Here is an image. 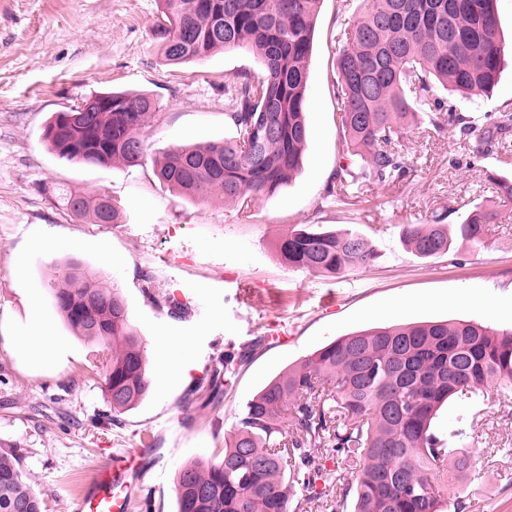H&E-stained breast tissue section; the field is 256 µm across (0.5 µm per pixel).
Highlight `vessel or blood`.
I'll return each instance as SVG.
<instances>
[{
    "label": "vessel or blood",
    "instance_id": "b4317fda",
    "mask_svg": "<svg viewBox=\"0 0 512 512\" xmlns=\"http://www.w3.org/2000/svg\"><path fill=\"white\" fill-rule=\"evenodd\" d=\"M142 472L139 449L109 450L106 463L79 496L78 512H130L132 488Z\"/></svg>",
    "mask_w": 512,
    "mask_h": 512
}]
</instances>
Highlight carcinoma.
Instances as JSON below:
<instances>
[{
    "instance_id": "1",
    "label": "carcinoma",
    "mask_w": 512,
    "mask_h": 512,
    "mask_svg": "<svg viewBox=\"0 0 512 512\" xmlns=\"http://www.w3.org/2000/svg\"><path fill=\"white\" fill-rule=\"evenodd\" d=\"M166 24L155 37L167 61L251 51L264 66L256 80L232 78L233 137L177 146L157 162V178L186 199L217 193L245 207L275 194L302 164L307 144L308 61L321 0H159ZM497 0H343L347 23L336 33V100L343 132L336 180L326 193L397 182L410 170L396 148L421 114L470 133L478 118L459 111L492 93L504 40ZM112 111L57 112L43 138L58 158L86 166L143 164L142 132L156 109L144 93L112 92ZM512 103L487 116L476 157L508 153ZM66 208L96 224L122 215L102 195L71 193ZM494 212L481 205L458 224L461 242L484 243ZM445 217L399 225L419 258L450 255ZM279 250L288 265L337 277L368 269L378 241L354 229L304 224ZM67 324L99 347L112 413L132 409L151 388L140 334L117 285L75 262L51 283ZM228 349L207 383L194 390L211 404L261 346ZM495 387L512 392V328L476 321H427L348 334L288 366L245 404L216 462L193 460L176 477V512H308L315 500L352 501L351 512H440L448 482L464 480L476 459L460 428L452 440L432 422L448 401H471ZM22 449L0 443V512H45V493L22 465Z\"/></svg>"
}]
</instances>
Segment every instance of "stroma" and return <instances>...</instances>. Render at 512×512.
Listing matches in <instances>:
<instances>
[{
  "label": "stroma",
  "instance_id": "1",
  "mask_svg": "<svg viewBox=\"0 0 512 512\" xmlns=\"http://www.w3.org/2000/svg\"><path fill=\"white\" fill-rule=\"evenodd\" d=\"M342 0H322L309 62L308 143L303 166L277 194L243 209L216 196L180 197L154 172L172 147L232 137L225 114L234 74L261 77L250 51L202 61L165 60L154 31L157 0H0V441L23 450V466L47 495L49 512L74 501L102 462L100 448L147 437L148 472L135 482L133 512H175V475L193 459H214L247 400L280 372L341 336L396 323L478 320L512 325V200L495 194L487 171L512 178V155L472 159L478 132L435 131L414 121L402 140L412 156L403 180L327 200L340 159L334 94ZM149 93L157 103L144 134L146 161L126 168L59 159L43 139L54 113L94 91ZM109 196L126 218L95 224L64 206L68 193ZM495 212L485 244L421 259L400 241L403 224L444 214L449 231L475 205ZM292 224L355 228L377 238L373 268L329 278L288 266L278 244ZM117 283L144 340L152 387L113 415L93 346L57 313L50 283L69 262ZM250 292H243V285ZM176 296L185 315L157 305ZM410 301L402 311L395 300ZM51 319L61 350L43 365L17 346L35 315ZM283 334L275 344L270 335ZM173 339L162 346L158 337ZM263 346L237 371L217 405L190 404L195 382L225 349L256 337ZM187 341L189 380L162 369ZM470 432L477 457L466 512H512V400L479 402Z\"/></svg>",
  "mask_w": 512,
  "mask_h": 512
}]
</instances>
